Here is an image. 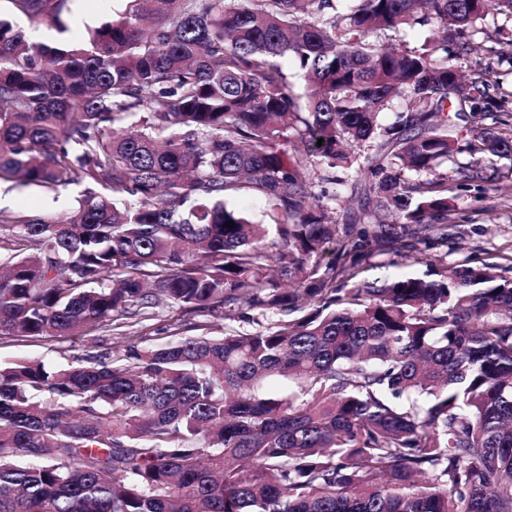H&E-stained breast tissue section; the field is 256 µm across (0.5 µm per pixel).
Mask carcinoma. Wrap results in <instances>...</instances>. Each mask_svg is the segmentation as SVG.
Returning <instances> with one entry per match:
<instances>
[{
	"mask_svg": "<svg viewBox=\"0 0 512 512\" xmlns=\"http://www.w3.org/2000/svg\"><path fill=\"white\" fill-rule=\"evenodd\" d=\"M69 2L11 0L60 34ZM125 2L51 44L0 18V182L84 186L0 211V337L115 331L110 367L0 364V512H512V278L416 229L512 173L500 82L461 67L512 30L488 0ZM321 168L359 205L308 204ZM384 244L426 270L364 278ZM162 300L224 334L122 331ZM14 183L1 185L4 196L9 197L8 203L5 198L0 199V210H8L28 215H60L69 210L74 204V200L79 196L83 187L70 186L63 190L58 198L54 194L44 193L34 187H28ZM10 188V190H8Z\"/></svg>",
	"mask_w": 512,
	"mask_h": 512,
	"instance_id": "cac0c4a2",
	"label": "carcinoma"
}]
</instances>
